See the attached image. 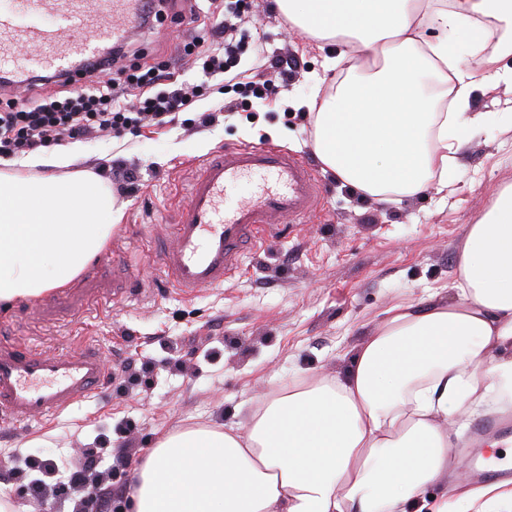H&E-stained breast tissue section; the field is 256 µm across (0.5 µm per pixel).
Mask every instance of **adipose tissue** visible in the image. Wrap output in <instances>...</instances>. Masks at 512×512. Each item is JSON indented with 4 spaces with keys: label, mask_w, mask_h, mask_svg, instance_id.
Segmentation results:
<instances>
[{
    "label": "adipose tissue",
    "mask_w": 512,
    "mask_h": 512,
    "mask_svg": "<svg viewBox=\"0 0 512 512\" xmlns=\"http://www.w3.org/2000/svg\"><path fill=\"white\" fill-rule=\"evenodd\" d=\"M288 27L343 48V79L314 104L312 149L365 197L395 202L447 185L475 89L512 92V0H275ZM476 49L461 60L455 37ZM445 85L437 111L425 82ZM74 144L0 171V302L78 276L122 218L100 174L74 170ZM63 170L36 176L35 168ZM455 302L399 304L349 370L268 398L242 429L160 438L137 469L130 512H417L448 477L449 418L512 406V189L470 225ZM512 512V483L454 499Z\"/></svg>",
    "instance_id": "obj_1"
}]
</instances>
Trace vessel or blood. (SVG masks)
<instances>
[{
	"label": "vessel or blood",
	"instance_id": "vessel-or-blood-1",
	"mask_svg": "<svg viewBox=\"0 0 512 512\" xmlns=\"http://www.w3.org/2000/svg\"><path fill=\"white\" fill-rule=\"evenodd\" d=\"M147 0H0V52L13 47L27 55L12 68L0 66V79L21 83L24 76L50 71L75 77L81 60L99 55L106 44L130 32ZM321 189L308 165L272 144H228L194 172L187 201L171 216L159 249L164 274L185 294L223 284L241 264L245 246L275 238L285 220L317 212ZM102 258L90 273L34 306L39 317L60 321L116 297L107 270H120ZM98 347L82 343L51 353L0 341V422L14 425L57 416L90 397L104 379ZM512 433V419L494 416L472 432L474 444L487 435Z\"/></svg>",
	"mask_w": 512,
	"mask_h": 512
}]
</instances>
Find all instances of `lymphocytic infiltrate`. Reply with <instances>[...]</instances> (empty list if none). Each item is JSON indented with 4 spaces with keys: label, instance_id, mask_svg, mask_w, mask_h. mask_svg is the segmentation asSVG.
<instances>
[{
    "label": "lymphocytic infiltrate",
    "instance_id": "1",
    "mask_svg": "<svg viewBox=\"0 0 512 512\" xmlns=\"http://www.w3.org/2000/svg\"><path fill=\"white\" fill-rule=\"evenodd\" d=\"M204 11L214 19L211 29L189 35L179 48L181 57L200 61L203 83H178L171 61L149 64L143 49L114 47L111 55L87 62L78 78L58 81L54 93L22 100L1 97L0 156L131 130L146 122L161 126L204 95L207 79L220 74L237 79L243 55L264 54L262 42L241 25L249 13L248 0H209L208 9L191 7V20Z\"/></svg>",
    "mask_w": 512,
    "mask_h": 512
}]
</instances>
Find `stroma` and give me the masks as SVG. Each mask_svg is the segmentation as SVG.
<instances>
[{
  "label": "stroma",
  "mask_w": 512,
  "mask_h": 512,
  "mask_svg": "<svg viewBox=\"0 0 512 512\" xmlns=\"http://www.w3.org/2000/svg\"><path fill=\"white\" fill-rule=\"evenodd\" d=\"M186 9L177 0L153 29L131 30L129 42L156 61L176 57L189 26L174 13ZM252 12V35L265 39L269 59L287 62L288 76L246 57L244 78L272 80L277 93L248 97L244 108L228 112L224 105L237 94L218 76L172 122L82 144L78 169L111 179L122 165L136 172L135 191L116 198L123 217L105 248L126 264L124 293L70 326L40 322L26 299L0 303L7 341L52 351L69 348L79 334L108 359L103 385L85 402L47 422L0 423V497L15 512H79L94 486L127 496L160 434L234 426L273 386L345 374L392 305L455 301L450 285L465 232L512 186V99L478 89L470 109L485 121L468 131L448 189L433 185L396 205L361 197L325 171L310 147L308 104L339 80V69L325 66L339 46L321 49L288 30L272 0H253ZM205 112L216 121L199 124ZM241 142L300 155L323 188L322 206L274 240L249 244L240 272L223 286L182 294L157 253L169 215L185 202L196 166ZM91 454L100 458L93 485L59 482L47 466L62 458L80 469Z\"/></svg>",
  "instance_id": "1"
}]
</instances>
